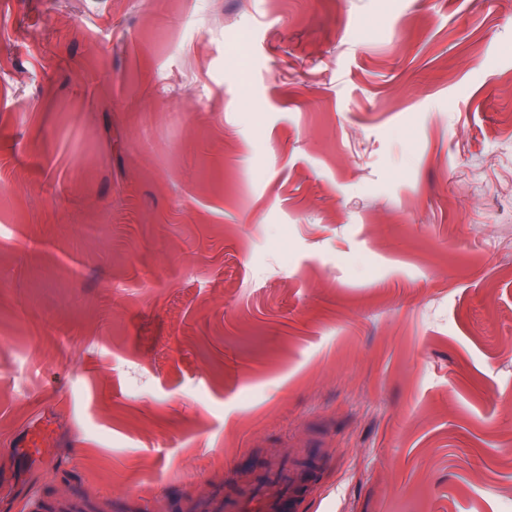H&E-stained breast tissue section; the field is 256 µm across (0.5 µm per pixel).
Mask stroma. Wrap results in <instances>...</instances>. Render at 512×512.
Wrapping results in <instances>:
<instances>
[{
    "instance_id": "1",
    "label": "stroma",
    "mask_w": 512,
    "mask_h": 512,
    "mask_svg": "<svg viewBox=\"0 0 512 512\" xmlns=\"http://www.w3.org/2000/svg\"><path fill=\"white\" fill-rule=\"evenodd\" d=\"M273 457L512 503V0H0V512Z\"/></svg>"
}]
</instances>
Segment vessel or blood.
<instances>
[{"mask_svg":"<svg viewBox=\"0 0 512 512\" xmlns=\"http://www.w3.org/2000/svg\"><path fill=\"white\" fill-rule=\"evenodd\" d=\"M309 473L285 469L271 462L245 481L241 492L224 502V512H296Z\"/></svg>","mask_w":512,"mask_h":512,"instance_id":"b4317fda","label":"vessel or blood"}]
</instances>
